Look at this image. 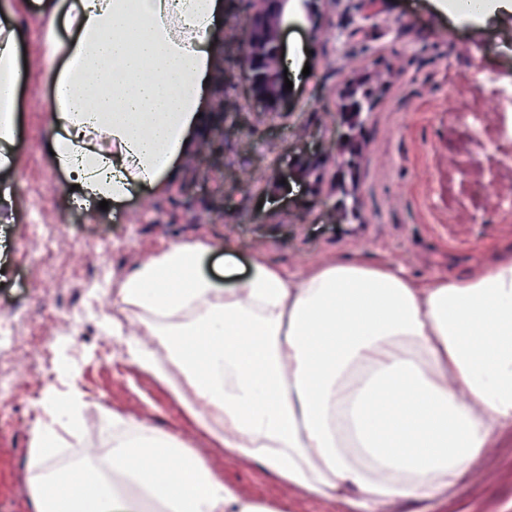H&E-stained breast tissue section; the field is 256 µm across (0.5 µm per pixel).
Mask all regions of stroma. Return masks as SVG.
<instances>
[{
    "instance_id": "obj_1",
    "label": "stroma",
    "mask_w": 512,
    "mask_h": 512,
    "mask_svg": "<svg viewBox=\"0 0 512 512\" xmlns=\"http://www.w3.org/2000/svg\"><path fill=\"white\" fill-rule=\"evenodd\" d=\"M448 0H317V23L289 5L284 49L305 52L309 75L293 79L287 108L252 98L238 78L246 0H224V45L198 145L166 189L100 209L72 195L49 159L51 97L45 83L46 22L23 0L18 49L31 62L20 88L16 171L0 176V336L15 354L0 368V512H29L31 441L39 402L58 384L60 342L74 339L78 388L88 406L61 453L104 455L106 405L191 445L246 500L280 512H345L289 489L271 473L210 447L168 390L128 359L101 327L112 292L140 261L170 245L233 241L237 257L301 270L330 256L384 253L422 278L466 273L492 245L512 242V114L489 100L512 85V12L459 17ZM367 79L376 103L364 113L354 173L340 172L349 129L340 93ZM320 155L319 185L291 176L297 158ZM347 211L329 217L338 202ZM382 512H512V453L487 449L448 501Z\"/></svg>"
}]
</instances>
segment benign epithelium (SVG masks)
Here are the masks:
<instances>
[{
	"label": "benign epithelium",
	"mask_w": 512,
	"mask_h": 512,
	"mask_svg": "<svg viewBox=\"0 0 512 512\" xmlns=\"http://www.w3.org/2000/svg\"><path fill=\"white\" fill-rule=\"evenodd\" d=\"M256 4L242 43L240 75L252 97L277 109L290 98L281 68L284 12L278 10V0H256Z\"/></svg>",
	"instance_id": "7a95c632"
}]
</instances>
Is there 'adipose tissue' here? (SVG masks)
<instances>
[{
	"label": "adipose tissue",
	"mask_w": 512,
	"mask_h": 512,
	"mask_svg": "<svg viewBox=\"0 0 512 512\" xmlns=\"http://www.w3.org/2000/svg\"><path fill=\"white\" fill-rule=\"evenodd\" d=\"M18 0H0V174L15 169ZM48 20L51 161L82 197L165 190L207 110L224 0H41ZM179 243L120 283L106 330L216 447L350 512L447 499L512 437V248L482 268L416 278L361 253L295 271L224 243ZM138 322L142 336L125 333ZM62 356L43 396L33 512H275L245 501L178 437L101 408L99 471L59 467L86 402ZM180 458L181 473L167 462Z\"/></svg>",
	"instance_id": "1"
}]
</instances>
